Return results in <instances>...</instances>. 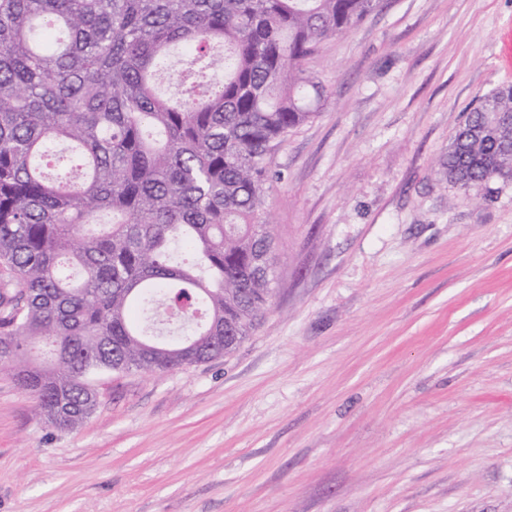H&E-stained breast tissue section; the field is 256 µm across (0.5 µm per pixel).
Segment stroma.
I'll return each instance as SVG.
<instances>
[{
    "label": "stroma",
    "mask_w": 512,
    "mask_h": 512,
    "mask_svg": "<svg viewBox=\"0 0 512 512\" xmlns=\"http://www.w3.org/2000/svg\"><path fill=\"white\" fill-rule=\"evenodd\" d=\"M305 67L270 309L218 359L96 375L70 432L0 373V512H512V181L441 169L512 86V0H386Z\"/></svg>",
    "instance_id": "1"
}]
</instances>
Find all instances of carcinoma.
<instances>
[{"label":"carcinoma","instance_id":"1","mask_svg":"<svg viewBox=\"0 0 512 512\" xmlns=\"http://www.w3.org/2000/svg\"><path fill=\"white\" fill-rule=\"evenodd\" d=\"M381 4L0 0V370L41 421L78 428L95 372L193 366L255 329L271 152L327 100L304 62ZM441 166L474 194L512 180L511 87Z\"/></svg>","mask_w":512,"mask_h":512}]
</instances>
